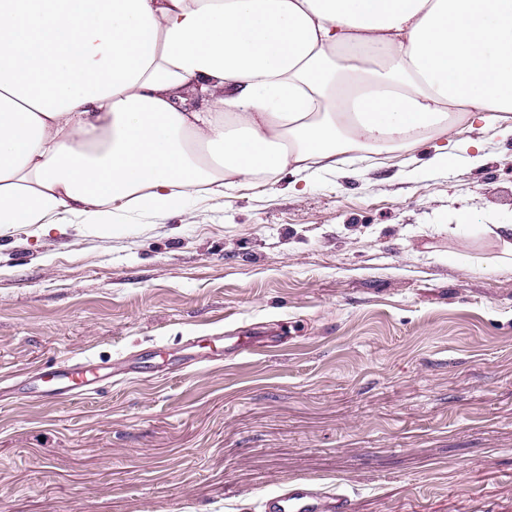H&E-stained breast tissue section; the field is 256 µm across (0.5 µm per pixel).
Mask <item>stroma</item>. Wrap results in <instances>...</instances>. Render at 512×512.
<instances>
[{"instance_id":"stroma-1","label":"stroma","mask_w":512,"mask_h":512,"mask_svg":"<svg viewBox=\"0 0 512 512\" xmlns=\"http://www.w3.org/2000/svg\"><path fill=\"white\" fill-rule=\"evenodd\" d=\"M285 172L160 220L0 235V512H512V135ZM261 336L239 356L229 337ZM134 374L29 397L85 355ZM344 494L319 492L310 481H285L262 502V512H348Z\"/></svg>"}]
</instances>
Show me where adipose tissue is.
Returning a JSON list of instances; mask_svg holds the SVG:
<instances>
[{"label": "adipose tissue", "instance_id": "1", "mask_svg": "<svg viewBox=\"0 0 512 512\" xmlns=\"http://www.w3.org/2000/svg\"><path fill=\"white\" fill-rule=\"evenodd\" d=\"M511 119L512 0H0L1 233Z\"/></svg>", "mask_w": 512, "mask_h": 512}]
</instances>
